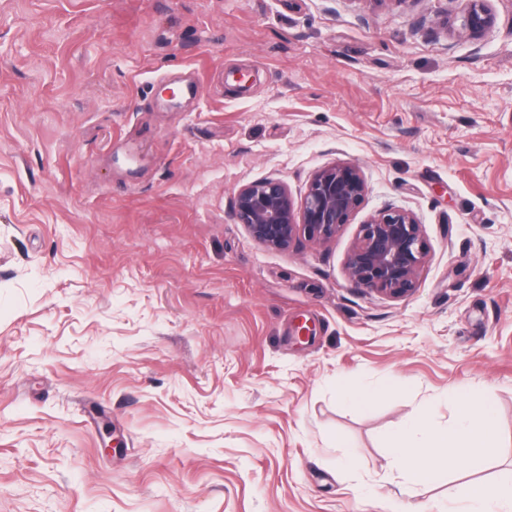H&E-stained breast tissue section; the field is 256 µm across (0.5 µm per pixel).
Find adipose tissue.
<instances>
[{"label": "adipose tissue", "instance_id": "ef3b65f1", "mask_svg": "<svg viewBox=\"0 0 512 512\" xmlns=\"http://www.w3.org/2000/svg\"><path fill=\"white\" fill-rule=\"evenodd\" d=\"M456 420L440 427L415 417L398 429L388 455L398 466L412 502L408 512H429L422 491L444 475L442 463L461 459L469 473L482 472L496 435V410L490 397L453 395ZM446 512H512V468L501 470L490 486H476L450 500Z\"/></svg>", "mask_w": 512, "mask_h": 512}]
</instances>
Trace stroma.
Here are the masks:
<instances>
[{
	"label": "stroma",
	"mask_w": 512,
	"mask_h": 512,
	"mask_svg": "<svg viewBox=\"0 0 512 512\" xmlns=\"http://www.w3.org/2000/svg\"><path fill=\"white\" fill-rule=\"evenodd\" d=\"M468 6L0 0V512H403L390 438L456 387L497 449L429 498L512 464V0L478 41ZM342 162L335 238L236 223L240 186L298 204ZM389 207L430 246L399 299L345 266Z\"/></svg>",
	"instance_id": "obj_1"
}]
</instances>
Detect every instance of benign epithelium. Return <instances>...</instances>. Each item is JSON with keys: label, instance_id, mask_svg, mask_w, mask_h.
<instances>
[{"label": "benign epithelium", "instance_id": "7a95c632", "mask_svg": "<svg viewBox=\"0 0 512 512\" xmlns=\"http://www.w3.org/2000/svg\"><path fill=\"white\" fill-rule=\"evenodd\" d=\"M494 23L485 0H470L460 30L476 39ZM367 185L354 163H337L310 179L301 210L287 185L269 177L245 184L236 191L233 215L257 243L286 250L300 235L325 242L336 237L360 207ZM429 254V244L415 214L389 207L360 225L347 255L352 283L388 298L411 295L418 273Z\"/></svg>", "mask_w": 512, "mask_h": 512}]
</instances>
